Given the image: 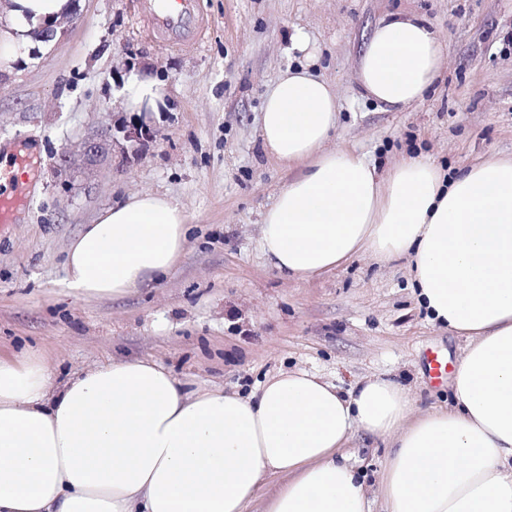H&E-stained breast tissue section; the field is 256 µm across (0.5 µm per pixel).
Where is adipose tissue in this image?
Instances as JSON below:
<instances>
[{
  "label": "adipose tissue",
  "instance_id": "1",
  "mask_svg": "<svg viewBox=\"0 0 512 512\" xmlns=\"http://www.w3.org/2000/svg\"><path fill=\"white\" fill-rule=\"evenodd\" d=\"M74 0H11L0 62L32 46ZM282 70L260 136L295 175L262 214L259 247L284 278L359 256L406 259L432 321L464 337L447 406L415 413L406 389L379 377L343 394L318 374L282 371L252 393L187 391L148 359L99 364L56 382L35 353L0 358V512H244L260 482H282L265 512H512V159L452 177L415 158L382 170L329 148L339 106L308 64ZM442 44L425 22L377 25L360 56L364 95L391 110L423 99ZM129 108L159 111L164 92L130 71ZM187 213L143 192L84 225L66 256L65 288L118 297L168 274L187 243ZM392 451L375 488L342 450L356 431Z\"/></svg>",
  "mask_w": 512,
  "mask_h": 512
}]
</instances>
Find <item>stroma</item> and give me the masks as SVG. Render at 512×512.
<instances>
[{
  "label": "stroma",
  "instance_id": "1",
  "mask_svg": "<svg viewBox=\"0 0 512 512\" xmlns=\"http://www.w3.org/2000/svg\"><path fill=\"white\" fill-rule=\"evenodd\" d=\"M203 40L167 46L136 0H79L46 48L0 66V145L35 147L24 214L0 224V358L40 354L57 379L91 365L151 358L192 389L246 393L281 370L318 373L343 392L378 375L400 383L416 412L445 405L425 351L456 369L464 342L431 321L405 260H350L286 279L259 249L260 222L293 173L259 135L281 70L297 63L293 29L310 36L315 75L340 110L333 146L386 169L427 157L451 174L512 157V0H202ZM416 15L437 31L440 77L418 103L391 111L362 97L356 75L372 30ZM164 88L151 138L113 143L85 162V139L136 122L113 94L130 70ZM182 203L190 231L172 270L118 298L68 293L65 258L83 225L139 192ZM345 453L376 482L387 441L357 433Z\"/></svg>",
  "mask_w": 512,
  "mask_h": 512
}]
</instances>
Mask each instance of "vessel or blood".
Instances as JSON below:
<instances>
[{"mask_svg": "<svg viewBox=\"0 0 512 512\" xmlns=\"http://www.w3.org/2000/svg\"><path fill=\"white\" fill-rule=\"evenodd\" d=\"M142 2L149 15L152 34L163 42L178 46L203 35L200 0ZM27 183V160L23 156H16L10 168L0 170V224H11L17 220L24 202Z\"/></svg>", "mask_w": 512, "mask_h": 512, "instance_id": "vessel-or-blood-1", "label": "vessel or blood"}]
</instances>
